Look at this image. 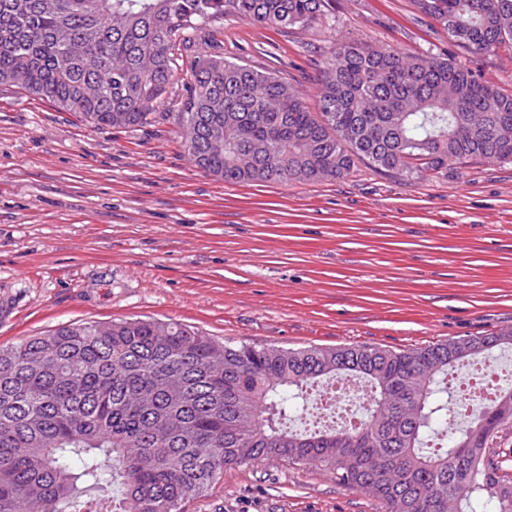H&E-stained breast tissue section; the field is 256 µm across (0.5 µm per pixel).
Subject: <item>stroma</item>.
<instances>
[{"mask_svg":"<svg viewBox=\"0 0 512 512\" xmlns=\"http://www.w3.org/2000/svg\"><path fill=\"white\" fill-rule=\"evenodd\" d=\"M325 27L233 16L202 52L314 101L332 40L445 55L512 94V49L473 55L414 0H329ZM175 81L147 124L93 128L0 87V347L71 322L155 318L230 344L409 350L512 328V162L397 178L228 184L187 158ZM186 512H382L279 458L225 468Z\"/></svg>","mask_w":512,"mask_h":512,"instance_id":"35a3bbf8","label":"stroma"}]
</instances>
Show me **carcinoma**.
Wrapping results in <instances>:
<instances>
[{
	"instance_id": "1",
	"label": "carcinoma",
	"mask_w": 512,
	"mask_h": 512,
	"mask_svg": "<svg viewBox=\"0 0 512 512\" xmlns=\"http://www.w3.org/2000/svg\"><path fill=\"white\" fill-rule=\"evenodd\" d=\"M475 55L512 47V0H414ZM328 0H0V86L94 127L148 123L187 34L236 16L321 27ZM190 162L226 183L338 179L361 160L389 175L512 161V95L441 56L336 42L315 107L276 75L195 57L175 113ZM512 349V329L394 351L226 345L155 319L70 323L0 348V512H185L228 465L312 464L384 512H512V387L448 443V373ZM368 394L355 428L293 433L282 420L311 387ZM118 482L120 506L93 509Z\"/></svg>"
}]
</instances>
